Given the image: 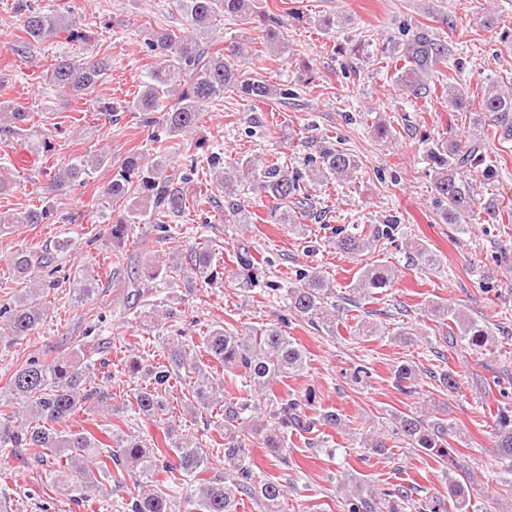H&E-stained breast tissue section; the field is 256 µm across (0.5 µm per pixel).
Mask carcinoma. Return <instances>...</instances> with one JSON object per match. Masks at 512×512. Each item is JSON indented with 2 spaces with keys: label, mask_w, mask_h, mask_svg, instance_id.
Segmentation results:
<instances>
[{
  "label": "carcinoma",
  "mask_w": 512,
  "mask_h": 512,
  "mask_svg": "<svg viewBox=\"0 0 512 512\" xmlns=\"http://www.w3.org/2000/svg\"><path fill=\"white\" fill-rule=\"evenodd\" d=\"M175 7L191 22L188 33L175 34L169 30H152L145 41L154 63L146 71L140 89L132 100L124 104L129 112L142 114V121L157 129L154 142L158 154L173 152L182 156L184 163L173 167L145 163L142 154H128L112 175L105 192L114 200L125 198L134 189L146 200L143 211H130L118 217L112 225V238L122 240L125 226L139 224L150 214L159 217L157 231L166 235L170 225L166 218L189 208V201L181 192L180 184L196 171V161L184 137L199 120L202 107L224 96V88L237 87L249 98L264 101L279 93L257 77H246L237 68L242 57V46L231 42L215 49L209 42L197 37V32L214 25L218 17L239 20L259 18L266 27L268 45L282 48L281 21L257 11L255 0H175ZM23 11L19 42L23 51L55 37L65 36L68 41L82 38L80 27L72 18L50 11L36 9L19 0ZM395 66V82L408 95L418 99L432 93L431 77L448 65V41L424 27L404 31L401 41L390 49ZM112 68L106 58L77 60L69 55L55 59L47 76V85L56 93L78 97L87 94L103 81ZM448 105L454 112H466L471 104L467 87L448 76ZM493 122L500 138L512 140V86L496 83L488 86L482 96L480 111L475 113L474 124ZM29 122V112L18 104L0 106V126L8 133L15 132ZM432 171L436 201L441 206L440 219L465 231L467 224L478 220L486 224H501L503 216L512 220V207L492 192L478 193L473 181L483 185L494 182L497 167L485 146L475 138L437 139L427 150ZM107 156L91 158L79 156L54 169L53 183L58 187L86 183L92 170L100 167ZM251 175L255 189L272 202L270 216L277 224L288 225L298 232L301 225L288 213V205L304 212L309 206L310 184L318 181L330 183L346 181L358 168L357 160L344 149L326 147L318 155L310 156L305 170L289 169L277 163L259 159L238 162ZM53 213L46 207H36L0 216V231L12 224H52ZM382 239L380 229L346 233L336 232V249L348 255L371 251ZM69 240H59L55 253L35 259L27 250L20 249L7 259L10 275L17 283L28 285L14 304L0 309V340H12L34 334L45 321V308L41 302L43 290L59 286L51 269L55 256L71 250ZM216 254L202 247L190 250L189 268L196 279L211 283L219 274L214 264ZM395 271L385 264L368 265L357 271V283L352 291L358 299H372L390 287ZM72 288L77 299L89 300L95 294L97 282L86 273L73 276ZM336 293L333 285L318 271H301L296 284L287 288L285 296L288 311L319 332L336 335V317L339 307L332 302ZM427 316L439 324L443 338L461 340L474 351L483 350L489 342V330L465 311L442 301L427 306ZM353 333L359 337L379 335V327L367 315L357 318ZM209 360L224 367V371L240 378L237 391L224 389L220 378L213 375L210 366L202 365L196 356L187 352L181 343H168L167 363L144 366L130 361L127 373L139 377L133 402L128 410L136 415L157 417L164 414L167 402L162 390L169 384L172 373L181 370L191 374L192 399L188 409L218 408L224 431V468L209 461L207 452L188 438H175L174 428L168 426L163 437L165 447L154 442L147 444L138 437L124 432L114 419L126 421L124 411L112 406V395L90 386L91 365L84 361L80 350L50 361L31 359L19 366L10 376L4 391H0V448H23L31 452L33 460L46 462V457L66 449L71 455L65 467L54 470L59 488L73 497L82 499L83 490L96 478L95 470L110 476L117 483L125 477L133 480L134 491L122 500L120 512H173L172 498L160 487L157 475L169 468L166 449L178 457L180 471L188 478L184 498L188 512H238L243 496L261 504L263 512H286L285 490L279 483L262 480L257 476L249 447L252 438L260 435L265 447L271 449L276 460L285 468L294 467L288 454V430L311 433L322 427L338 430L342 419L334 411H314L308 415L312 395L293 394L277 396L273 386L305 368V354L291 340L283 326L273 323L251 330L230 331L222 326L209 330L204 339ZM397 389L411 396L417 392V372L408 362L393 369ZM28 408L29 415L19 418L13 409L16 401ZM79 411L101 412L110 421L112 446L104 445L89 431H64L56 424ZM395 433L412 448L437 457L449 456V439L457 436L453 424L440 418L429 420L412 412L394 416ZM499 456L512 462V410L500 411L494 436ZM360 447L372 455H385L389 446L378 434H366L359 439ZM472 512L471 497L462 482L448 476V500L431 499L416 504L408 491L397 494L382 489L377 491L361 484L349 490L344 501V512Z\"/></svg>",
  "instance_id": "cac0c4a2"
}]
</instances>
